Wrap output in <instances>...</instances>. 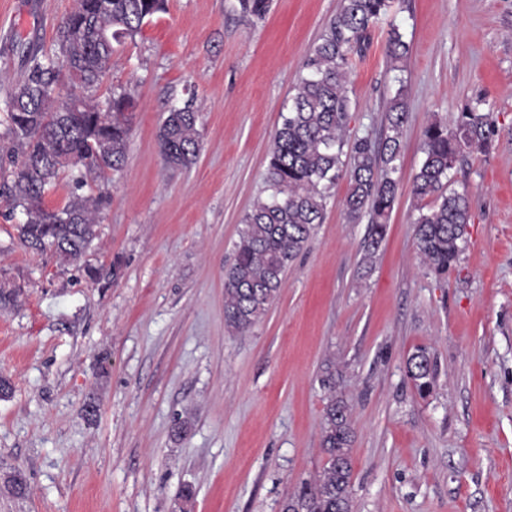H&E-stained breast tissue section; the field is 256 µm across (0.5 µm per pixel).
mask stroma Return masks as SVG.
I'll return each instance as SVG.
<instances>
[{
	"label": "stroma",
	"mask_w": 512,
	"mask_h": 512,
	"mask_svg": "<svg viewBox=\"0 0 512 512\" xmlns=\"http://www.w3.org/2000/svg\"><path fill=\"white\" fill-rule=\"evenodd\" d=\"M73 0H0V157L9 97L27 54H54ZM341 0H166L117 46L97 99L127 94L134 120L123 170L105 185L91 255L118 278L94 282L51 253L25 251V220L0 199V282L23 291L0 309V512H280L322 468L335 364L351 409L352 512H512V0H391L351 56L348 139L379 141L404 91L399 189L385 241L362 262L368 218L349 222L346 181L289 267L267 314L243 334L224 324V270L242 219L266 197L281 114ZM398 27L410 47L391 62ZM199 110L202 150L168 166L157 139L169 109ZM493 124L450 188L471 221L443 276L421 264L412 180L422 131L466 104ZM439 366L420 396L406 361ZM99 410L86 417L84 404ZM29 486L18 497L7 478ZM192 485L196 496L184 501Z\"/></svg>",
	"instance_id": "stroma-1"
}]
</instances>
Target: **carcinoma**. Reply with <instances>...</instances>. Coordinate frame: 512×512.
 Listing matches in <instances>:
<instances>
[{"label":"carcinoma","instance_id":"cac0c4a2","mask_svg":"<svg viewBox=\"0 0 512 512\" xmlns=\"http://www.w3.org/2000/svg\"><path fill=\"white\" fill-rule=\"evenodd\" d=\"M243 14L263 17L269 0H239ZM389 7V0H342L326 32L308 52L288 112L277 128L265 172L268 195L244 217L232 263L224 270V321L236 333L250 330L278 297L288 267L323 221L329 191L347 179L345 213L351 222L369 214L370 231L363 262L372 263L387 233L398 192L402 128L407 120L403 90L388 105V133L379 144L367 138L348 142L351 101L347 92L350 54L361 49L369 28ZM165 0H74L58 28L57 50L67 60V79L83 93L53 96L60 72L37 56L29 74L8 101L7 129L12 148L11 178L0 182V198L26 216L17 226L19 243L37 253L52 252L62 266L82 268L97 236L103 195L72 194L61 207L46 197L65 168L78 169L76 188L86 178L107 179L125 163L132 130V104L112 95L106 108L96 101L100 78L112 65L114 45L134 39ZM409 46L392 30L387 55L402 60ZM199 111L187 104L163 119L158 141L165 162L188 168L201 152ZM490 114L467 105L450 129L432 119L422 133L423 162L413 178L418 199L433 197L415 218L421 262L444 274L458 260L466 242L471 204L464 192L448 189V176L466 152L489 151ZM349 161H344V147ZM406 373L421 394L430 392L437 366L426 348L406 362ZM328 391L321 448L326 461L311 482L284 498L281 512H351L352 428L346 400L336 395V376L321 378Z\"/></svg>","mask_w":512,"mask_h":512}]
</instances>
